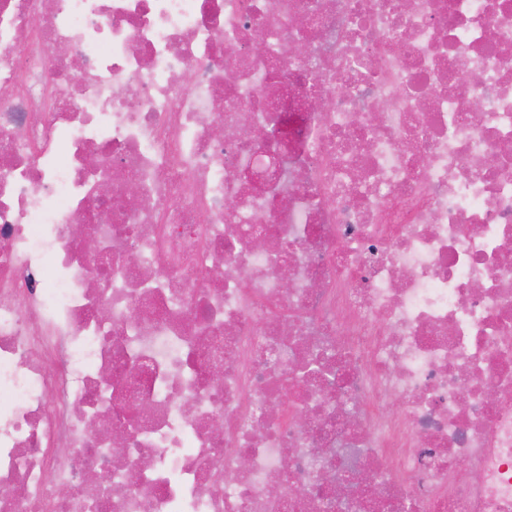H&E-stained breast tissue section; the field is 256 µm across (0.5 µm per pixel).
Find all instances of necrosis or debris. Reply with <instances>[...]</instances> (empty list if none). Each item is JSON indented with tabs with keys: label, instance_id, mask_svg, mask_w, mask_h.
<instances>
[{
	"label": "necrosis or debris",
	"instance_id": "1",
	"mask_svg": "<svg viewBox=\"0 0 512 512\" xmlns=\"http://www.w3.org/2000/svg\"><path fill=\"white\" fill-rule=\"evenodd\" d=\"M0 512H512V0H0Z\"/></svg>",
	"mask_w": 512,
	"mask_h": 512
}]
</instances>
